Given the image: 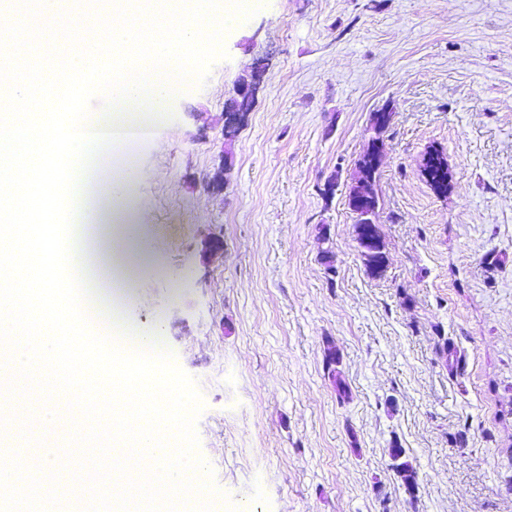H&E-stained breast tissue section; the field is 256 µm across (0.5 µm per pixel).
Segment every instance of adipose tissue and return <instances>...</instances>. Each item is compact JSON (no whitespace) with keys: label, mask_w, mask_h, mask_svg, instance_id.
Masks as SVG:
<instances>
[{"label":"adipose tissue","mask_w":512,"mask_h":512,"mask_svg":"<svg viewBox=\"0 0 512 512\" xmlns=\"http://www.w3.org/2000/svg\"><path fill=\"white\" fill-rule=\"evenodd\" d=\"M123 161L109 171L93 175L95 194L88 212L86 243L103 288L121 297L141 277L147 266L139 226L127 205L132 187V148L117 150Z\"/></svg>","instance_id":"adipose-tissue-1"}]
</instances>
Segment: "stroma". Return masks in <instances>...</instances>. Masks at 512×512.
<instances>
[{"label": "stroma", "instance_id": "obj_1", "mask_svg": "<svg viewBox=\"0 0 512 512\" xmlns=\"http://www.w3.org/2000/svg\"><path fill=\"white\" fill-rule=\"evenodd\" d=\"M254 5L132 155L150 270L124 314L163 322L197 384L215 512H512V0ZM258 58L267 74L225 138ZM386 105L374 276L349 191ZM431 148L448 193L420 172ZM327 369L329 373V377H331L335 387H336V394L337 397L342 400H348L351 398V391L342 378L341 372L337 368L338 364L340 363V356L338 354L337 349L329 348L328 354H327ZM332 366H336V368H332ZM389 454L394 459H397L400 455L402 457L397 461L393 462L392 469L396 473V475L401 479L402 484L410 493L415 490L417 487V478L416 472L408 461H403L402 459L405 456V450L401 447V445L396 446L393 445L392 448H389Z\"/></svg>", "mask_w": 512, "mask_h": 512}]
</instances>
